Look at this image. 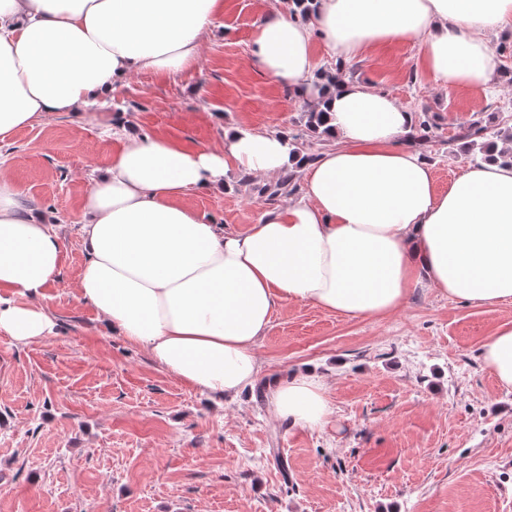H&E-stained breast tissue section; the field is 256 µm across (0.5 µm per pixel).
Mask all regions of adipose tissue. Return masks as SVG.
<instances>
[{
    "instance_id": "obj_1",
    "label": "adipose tissue",
    "mask_w": 512,
    "mask_h": 512,
    "mask_svg": "<svg viewBox=\"0 0 512 512\" xmlns=\"http://www.w3.org/2000/svg\"><path fill=\"white\" fill-rule=\"evenodd\" d=\"M309 19L281 0L253 35V62L314 105H326L337 144L299 164L280 134L225 130L188 150L110 126L121 141L84 198L87 249L78 294L107 328L183 384L238 395L259 378V341L278 307L309 303L347 319L396 312L411 288L477 306L512 305V166H474L435 187L430 163L399 146L413 112L369 85L314 84V40L345 59L390 39L418 40L441 88H489L500 61L486 36L512 24V0H316ZM223 0H0V136L43 113L79 112L131 74L198 66ZM305 175L260 223L237 232L179 204L221 187L228 169L259 177L294 165ZM62 250L48 219L0 177V330L19 342L51 333L33 296L55 279ZM512 388V320L483 345ZM274 415L322 428L331 413L314 371L268 383Z\"/></svg>"
}]
</instances>
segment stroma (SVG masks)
Here are the masks:
<instances>
[{
	"label": "stroma",
	"mask_w": 512,
	"mask_h": 512,
	"mask_svg": "<svg viewBox=\"0 0 512 512\" xmlns=\"http://www.w3.org/2000/svg\"><path fill=\"white\" fill-rule=\"evenodd\" d=\"M270 0H224L198 67L144 70L86 112H51L0 138V175L46 212L62 262L39 302L51 334L19 343L0 331V512H512V389L481 355L512 306H476L413 288L381 319L349 320L308 303L281 307L259 342L261 377L235 398L191 389L147 350L112 334L77 297L87 259L76 221L119 146L105 128L167 137L193 150L224 131L298 134L321 154L333 136L308 132V102L251 62ZM318 69L390 93L428 113L424 153L437 190L470 167L458 134L474 120L512 126V86L438 87L415 41L395 39L345 61L323 42ZM191 191L186 207L241 231L274 202L267 181ZM315 370L333 409L321 429L277 420L270 377Z\"/></svg>",
	"instance_id": "35a3bbf8"
}]
</instances>
